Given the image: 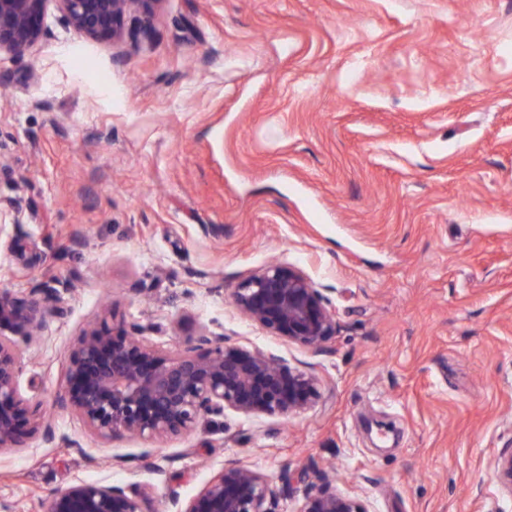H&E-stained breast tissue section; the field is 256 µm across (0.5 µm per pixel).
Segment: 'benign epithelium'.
Here are the masks:
<instances>
[{"mask_svg": "<svg viewBox=\"0 0 512 512\" xmlns=\"http://www.w3.org/2000/svg\"><path fill=\"white\" fill-rule=\"evenodd\" d=\"M48 0H0V51L20 53L39 36ZM77 31L98 38L119 35L118 23L135 10L149 20L159 0H56ZM235 309L289 344L324 351L336 335V313L300 268L272 263L234 288ZM62 315L58 288L46 284L26 297L0 295V452L23 448L38 431H54L41 401L21 389L14 337L41 338L44 314ZM318 378L280 357L247 349L224 336L198 335L176 353L149 344L138 329L117 335L108 325L84 333L67 357L55 405L78 414L96 439L135 436L162 443L231 410L248 417H289L320 398ZM492 478L512 495V450L490 462ZM329 474L306 467L277 480L245 464L223 467L182 512H281L294 485L327 484ZM47 512H153L139 486L77 480L57 491ZM300 512H370L356 496L334 489L307 492Z\"/></svg>", "mask_w": 512, "mask_h": 512, "instance_id": "obj_1", "label": "benign epithelium"}]
</instances>
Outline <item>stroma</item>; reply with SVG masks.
<instances>
[{
  "instance_id": "obj_1",
  "label": "stroma",
  "mask_w": 512,
  "mask_h": 512,
  "mask_svg": "<svg viewBox=\"0 0 512 512\" xmlns=\"http://www.w3.org/2000/svg\"><path fill=\"white\" fill-rule=\"evenodd\" d=\"M120 28L88 38L48 0L0 53V294L69 288L19 343L55 438L0 453V512L78 478L181 512L232 463L330 466L370 512H512L488 470L512 446V0H158ZM274 260L328 298L330 352L233 307ZM104 318L169 352L207 333L274 353L321 396L160 446L91 439L52 400Z\"/></svg>"
}]
</instances>
